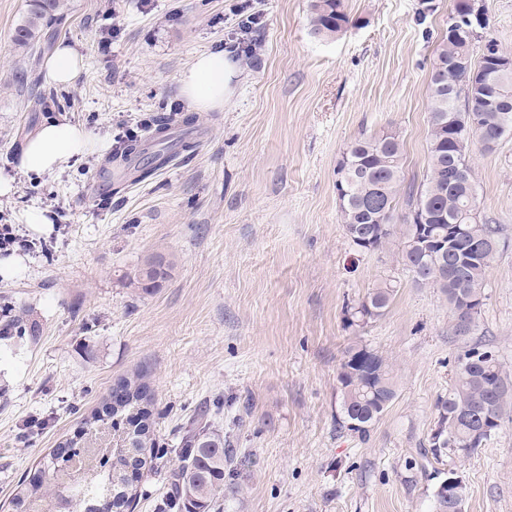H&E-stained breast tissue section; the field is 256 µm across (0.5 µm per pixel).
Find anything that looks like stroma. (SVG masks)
Instances as JSON below:
<instances>
[{"label":"stroma","mask_w":512,"mask_h":512,"mask_svg":"<svg viewBox=\"0 0 512 512\" xmlns=\"http://www.w3.org/2000/svg\"><path fill=\"white\" fill-rule=\"evenodd\" d=\"M44 28L83 58L77 84L46 80L47 53L12 42L29 6L0 0V222L40 248L16 251L0 275V512L17 482L77 436L118 379L150 373L156 434L215 395L242 418L252 454L224 512H436L448 472L465 512H512V417L468 458L433 456L429 437L463 343L448 302L416 283L402 237L358 250L340 221L336 168L362 132H396L405 186L428 162V85L453 0H344L346 31L310 35V0H64ZM425 20H418L419 11ZM257 18L252 62L235 48ZM223 50V107L201 112L195 152L104 200L88 192L110 147L144 114L189 111L181 75ZM59 120L107 141L64 171L26 173L21 148ZM477 214L497 225L499 254L474 340L512 372V134L472 145ZM43 211L49 233L27 224ZM173 262L158 287H126L150 254ZM390 285L385 314L357 330L348 305ZM389 359L397 395L367 438L339 427L337 370L354 336ZM251 404L239 416L234 399Z\"/></svg>","instance_id":"35a3bbf8"}]
</instances>
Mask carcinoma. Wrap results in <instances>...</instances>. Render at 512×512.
<instances>
[{"label":"carcinoma","mask_w":512,"mask_h":512,"mask_svg":"<svg viewBox=\"0 0 512 512\" xmlns=\"http://www.w3.org/2000/svg\"><path fill=\"white\" fill-rule=\"evenodd\" d=\"M467 0H454L448 11V29L435 50L429 85L428 166L416 189L403 192L402 145L393 132L364 134L344 152L336 169L340 220L346 235L360 251L378 250L394 234V206L405 194L409 213L402 229V259L423 283L439 288L448 301V335L465 340L479 330L485 305L486 271L499 253V229L480 222L475 211L476 183L467 156L473 143L491 151L512 133V65L495 67L494 60L512 61L497 44L454 21ZM64 0H31L25 20L14 30L13 42L24 47L39 36L41 26L62 14ZM349 23L342 0H311L310 33L319 40L341 34ZM484 42L478 61L473 47ZM199 125L192 115L177 120L152 114L148 139L131 136L115 149L112 165L123 168L133 182L151 179L173 158L192 153L197 142L191 133ZM454 224L467 232L451 231ZM172 262L157 253L126 275L129 288L148 290L165 280ZM393 290L374 288L347 310V325L364 328L382 317ZM148 374L138 368L124 376L126 399L114 407L83 418V430L73 444L93 454L95 463L75 483L64 479L55 459L43 462L44 479L23 480L11 504L17 512H37L46 486L63 487L74 512H99L111 501L115 512H132L137 499L133 486L113 459L142 465L137 456L159 447L155 434L154 397L148 393ZM341 394L340 426L367 437L371 427L396 397L394 371L386 357L360 339L348 344L337 372ZM437 420L430 447L463 448L474 454L501 427L512 412V375L490 350L471 347L457 358L455 378L448 395L436 402ZM224 435L220 417L209 409L197 411L177 431L178 465L167 469L166 491L155 501L154 512H219L226 495L238 492V474L246 457Z\"/></svg>","instance_id":"carcinoma-1"}]
</instances>
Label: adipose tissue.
I'll return each mask as SVG.
<instances>
[{"instance_id": "ef3b65f1", "label": "adipose tissue", "mask_w": 512, "mask_h": 512, "mask_svg": "<svg viewBox=\"0 0 512 512\" xmlns=\"http://www.w3.org/2000/svg\"><path fill=\"white\" fill-rule=\"evenodd\" d=\"M223 51L199 56L182 74V91L191 107L205 111L224 104ZM96 142L84 130L66 122L44 124L23 147L24 167L41 175L64 166L71 158L96 150Z\"/></svg>"}]
</instances>
